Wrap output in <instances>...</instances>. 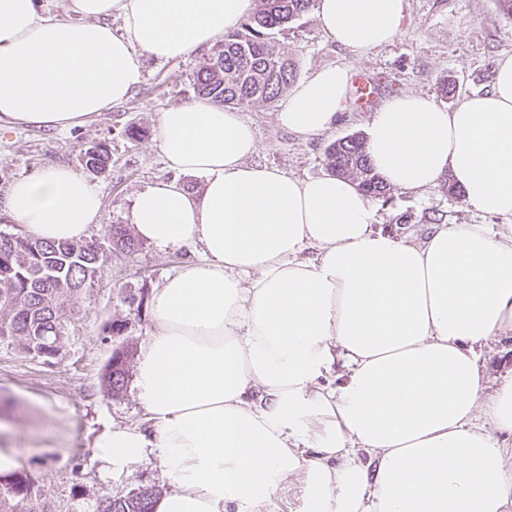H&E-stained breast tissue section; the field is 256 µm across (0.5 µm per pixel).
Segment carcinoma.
Listing matches in <instances>:
<instances>
[{
    "instance_id": "1",
    "label": "carcinoma",
    "mask_w": 512,
    "mask_h": 512,
    "mask_svg": "<svg viewBox=\"0 0 512 512\" xmlns=\"http://www.w3.org/2000/svg\"><path fill=\"white\" fill-rule=\"evenodd\" d=\"M260 6L224 34L208 63L194 77L198 97L224 107L255 103L272 104L294 81L295 61L271 37V31L311 11L316 0H259ZM85 164L94 171L106 168L109 155L104 145L84 150ZM330 174L356 181L371 198H383L389 187L368 161L365 140L352 134L325 150ZM108 236L115 253L138 247L121 224H112ZM104 259L101 246L88 241L48 243L30 234L0 232V343H19L27 351L53 358L65 326L74 316L70 298L92 286L100 276ZM132 351L112 354L102 377L108 394L119 397L129 380ZM34 482L25 473L0 478V512H20L17 505L32 501ZM155 496L139 491L105 500L103 512H151Z\"/></svg>"
}]
</instances>
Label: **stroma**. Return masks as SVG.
Listing matches in <instances>:
<instances>
[{
    "instance_id": "stroma-1",
    "label": "stroma",
    "mask_w": 512,
    "mask_h": 512,
    "mask_svg": "<svg viewBox=\"0 0 512 512\" xmlns=\"http://www.w3.org/2000/svg\"><path fill=\"white\" fill-rule=\"evenodd\" d=\"M399 34L388 44L357 56L327 37L315 13L289 23L273 36L294 58L299 77L336 63L381 84L379 102L421 95L451 109L471 93L490 89L499 59L512 55V18L495 0H405ZM210 54L203 48L187 58L158 63L145 60L143 80L125 102L101 112L86 125L67 131L30 126L0 127V231L24 233L5 210L10 184L49 165H63L102 191V221L88 231L90 240L107 245L112 224H128L132 198L148 185L180 178L202 187L200 178L178 176L157 144V116L170 106L194 101L193 79ZM450 92H443V85ZM283 101L239 107L255 129L258 150L252 163L276 167L304 179L325 174V149L333 141L366 135L374 109L350 105L338 124L305 141L278 126ZM140 129L138 140L125 131ZM105 144L111 162L105 172L88 169L85 148ZM374 225L408 241L427 237L433 219L444 224H484L503 232L506 222L476 212L460 196L439 187L421 192L391 189L387 200H373ZM188 251H162L140 242L129 255H108L92 287L74 293L76 315L66 326L56 358L46 359L18 344H0V452L19 461V471L35 483L38 506L46 512H99L106 498L149 489H168L158 460L130 465L102 481L90 442L105 425L146 427L133 389L108 396L101 378L113 352L141 349L148 337L149 302L165 277L188 260ZM142 306L130 305V297ZM488 388L512 372V328L499 330L478 351Z\"/></svg>"
}]
</instances>
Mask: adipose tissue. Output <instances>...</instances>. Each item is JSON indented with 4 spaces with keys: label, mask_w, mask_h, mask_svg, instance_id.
<instances>
[{
    "label": "adipose tissue",
    "mask_w": 512,
    "mask_h": 512,
    "mask_svg": "<svg viewBox=\"0 0 512 512\" xmlns=\"http://www.w3.org/2000/svg\"><path fill=\"white\" fill-rule=\"evenodd\" d=\"M254 0H0V125L67 130L125 101L143 59H176L223 39ZM405 0H318L316 17L362 56L399 32ZM122 21L121 33L112 18ZM344 65L296 83L278 124L310 140L336 124ZM161 153L195 192L159 180L130 222L163 251L190 247L152 298L134 376L150 430L109 425L92 439L102 478L157 458L167 492L153 512H258L302 475L303 512H506L496 433L512 435V375L483 401L477 348L512 325V234L437 224L414 244L374 230L369 196L349 179L307 180L250 164L258 143L235 110L198 99L160 112ZM366 151L394 188L451 172L475 210L512 221V56L491 91L453 109L388 100ZM14 223L78 241L101 197L64 166L13 182ZM317 255L302 258L305 248ZM342 358L337 386L316 381ZM495 426L475 422L477 406Z\"/></svg>",
    "instance_id": "obj_1"
}]
</instances>
